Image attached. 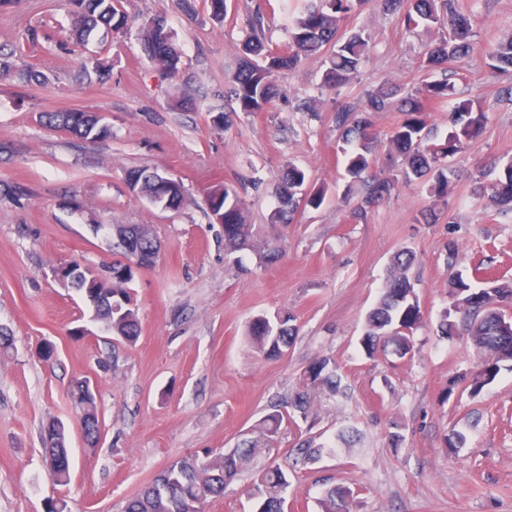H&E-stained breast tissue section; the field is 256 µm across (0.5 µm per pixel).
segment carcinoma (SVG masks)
I'll list each match as a JSON object with an SVG mask.
<instances>
[{
    "mask_svg": "<svg viewBox=\"0 0 512 512\" xmlns=\"http://www.w3.org/2000/svg\"><path fill=\"white\" fill-rule=\"evenodd\" d=\"M81 9L71 24L70 41L78 48L88 41L99 26H123L127 17L119 0H75ZM369 4L383 12L398 14L407 31L422 28L437 30L438 39L429 43L423 52L421 68L426 72L440 70L441 80H424L411 89L382 82L376 89L366 92L361 99L343 101L336 105L334 124L339 132V145L345 171L350 181L361 183L366 194L355 205L349 197L351 221L366 219L368 210L389 199L401 186L430 179L429 194L437 201L448 197L454 171L448 159L468 150L482 136L487 116L483 100L478 95L465 94L456 88L455 76L462 65L475 53L484 57L490 73L501 78L495 91L496 100L512 105V37L490 47L476 41V32L470 15L460 11L456 0H296L289 17L290 39L288 55L280 59L269 58L270 48L264 37V16L261 13L250 21V31L240 46L239 67L231 81L227 97L242 112H264L280 94L275 73L296 68L302 59L321 50L327 58L322 74L321 88L335 92L350 84L360 72L373 46L372 35L363 29L345 32L344 21ZM23 52L16 46L9 53L0 52V79L15 78L23 84L41 81L44 75L33 69L16 68L13 57ZM152 62L170 74L178 71L181 55L172 47L171 55L154 58ZM401 96L400 111L405 119L387 134L381 142L374 128V116L391 106V99ZM448 107L450 131L438 144L426 142L423 135L424 114L433 108ZM83 123L67 127L66 112H44L40 123L51 129L66 128V132L83 140L103 139L108 128L101 125L95 112H83ZM160 175H150L144 168L128 172V179L136 182V197L146 199L173 210L180 209L186 199L184 184L175 179L159 181ZM476 199L483 210H497L512 205V158L501 165L496 177L474 188ZM325 186L306 187L304 171L290 167L275 188L277 205L270 215L271 228L292 223L293 216L304 204L319 208L325 197ZM209 210L224 211V253L233 254L253 244V225L247 223L244 201L236 191L219 184L209 191ZM114 249L121 259L112 262V300L131 293L129 284L134 280L139 265L133 269L129 262L136 254L127 250L121 241ZM284 247L276 232L259 247L260 258L268 263L277 261ZM416 254L408 248L394 253L387 270L382 294L377 304L367 313L362 339L365 350L372 354L380 347L393 346L401 358L412 356L413 333L422 322V314L415 293L414 268ZM494 289L505 294L503 303L495 305L488 300V307L477 313L469 307V297L487 287H474L462 274L453 275L448 281V297L452 302L443 312L441 333L452 336L457 326L482 355V367L467 379V387L474 393L490 383L501 365L512 363V331L505 332L502 325L512 307V285L496 284ZM95 320L106 325L114 336L124 337L133 343L140 333L138 311L131 310L120 321L105 305L98 306ZM294 316L279 314L270 319L259 316L250 324L249 335L257 350L266 356H280L298 336L293 325ZM341 377L336 363L322 357L304 372L302 384L293 394L274 403L273 411L256 426L258 435L244 439L208 461L184 457L173 461L138 494L129 498L122 512H205L209 502L224 496V488L237 475L248 469L260 456L274 452L273 443L283 424L300 419L308 421L313 414L314 401L319 390L336 394ZM81 415L91 421V431L100 433L98 405L94 398H79ZM44 460L51 480L65 486L71 479V456L67 436L47 428L42 435ZM324 445L316 438L304 439L294 449L293 463H274L259 468L252 476L249 496L254 503L253 512H285L288 488L291 485L288 467L307 466L317 462ZM353 491L341 484L331 485L320 500L321 512H348V502Z\"/></svg>",
    "mask_w": 512,
    "mask_h": 512,
    "instance_id": "cac0c4a2",
    "label": "carcinoma"
}]
</instances>
